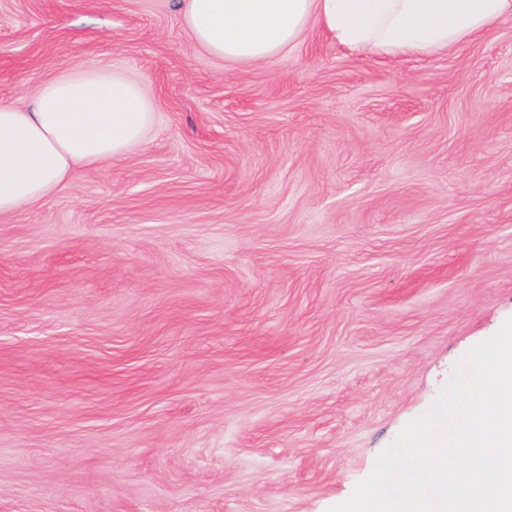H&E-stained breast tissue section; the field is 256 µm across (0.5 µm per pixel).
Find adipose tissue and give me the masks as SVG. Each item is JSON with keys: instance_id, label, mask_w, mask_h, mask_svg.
<instances>
[{"instance_id": "obj_1", "label": "adipose tissue", "mask_w": 512, "mask_h": 512, "mask_svg": "<svg viewBox=\"0 0 512 512\" xmlns=\"http://www.w3.org/2000/svg\"><path fill=\"white\" fill-rule=\"evenodd\" d=\"M193 42L227 64L295 48L309 24L363 54L433 55L512 17V0H179ZM154 121L141 86L119 73L67 69L30 102H0V215L44 202L77 168L123 156Z\"/></svg>"}]
</instances>
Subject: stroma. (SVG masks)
<instances>
[{"label":"stroma","mask_w":512,"mask_h":512,"mask_svg":"<svg viewBox=\"0 0 512 512\" xmlns=\"http://www.w3.org/2000/svg\"><path fill=\"white\" fill-rule=\"evenodd\" d=\"M83 67L154 122L0 216V512H331L512 320V17L227 65L169 0H0V101Z\"/></svg>","instance_id":"35a3bbf8"}]
</instances>
